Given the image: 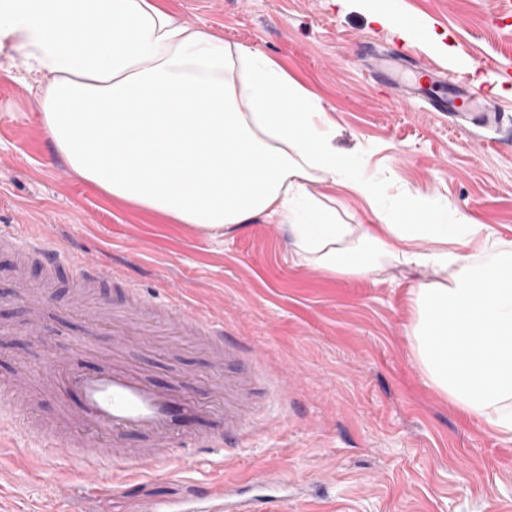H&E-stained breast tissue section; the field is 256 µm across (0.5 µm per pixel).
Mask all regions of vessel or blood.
I'll list each match as a JSON object with an SVG mask.
<instances>
[{"mask_svg": "<svg viewBox=\"0 0 512 512\" xmlns=\"http://www.w3.org/2000/svg\"><path fill=\"white\" fill-rule=\"evenodd\" d=\"M440 81L437 69L423 65L414 71L410 85L393 83L396 94L416 93L428 97L432 112H450L477 127L497 125V111L482 109V89L449 84L447 95L431 99ZM17 249L23 259L38 260L45 272L65 263H75L83 283L120 282L114 267L88 256L72 258L64 248L41 237L18 238L0 231V247ZM129 311L150 308L172 318L185 330L200 336L208 347L224 352L225 363L246 364L251 356L241 343L229 340L219 321L204 317L179 297L145 299L137 290L128 293ZM40 368L50 388L65 398L76 399L70 420L74 434L63 437L53 428L30 419L18 409L14 394L18 380L0 386V406L11 408L14 421L26 438L50 455L66 456L78 470L97 476L102 466L130 469H163L181 455L203 449L241 446L258 428L254 390L255 372L234 376L224 384V409L192 398L177 381L161 384L152 377L122 365L87 371L78 365L46 355ZM288 500V485L271 475L256 476L241 487H214L197 501L179 505L174 512H261Z\"/></svg>", "mask_w": 512, "mask_h": 512, "instance_id": "1", "label": "vessel or blood"}]
</instances>
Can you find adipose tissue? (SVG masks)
Listing matches in <instances>:
<instances>
[{"instance_id": "1", "label": "adipose tissue", "mask_w": 512, "mask_h": 512, "mask_svg": "<svg viewBox=\"0 0 512 512\" xmlns=\"http://www.w3.org/2000/svg\"><path fill=\"white\" fill-rule=\"evenodd\" d=\"M7 43L47 77L36 101L56 152L108 197L205 230L276 221L333 277L437 271L408 292L415 364L464 417L512 441V240L430 197L380 206L317 97L157 0H0ZM320 174L363 198L374 223H344L313 196Z\"/></svg>"}]
</instances>
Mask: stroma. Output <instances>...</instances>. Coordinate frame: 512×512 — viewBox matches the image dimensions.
Instances as JSON below:
<instances>
[{"label": "stroma", "mask_w": 512, "mask_h": 512, "mask_svg": "<svg viewBox=\"0 0 512 512\" xmlns=\"http://www.w3.org/2000/svg\"><path fill=\"white\" fill-rule=\"evenodd\" d=\"M179 21L273 60L317 96L352 156L383 197H432L512 240V0H397L400 12L446 35L445 58L423 39L410 59L495 94V129L469 132L422 102L373 84L363 45L386 47L395 31L335 0H161ZM41 75L16 49L0 48V228L54 226L68 250L115 263L146 298L179 290L223 319L288 380L278 410L258 385L264 422L249 447L176 459L164 473L76 475L59 458L0 426V512H151L222 483L246 484L270 469L300 486L287 512H512V442L464 418L414 363L406 334L408 288L418 273L382 281L334 278L302 263L288 231L260 221L223 234L113 201L55 153L36 108ZM74 268L47 293L48 336L24 329L16 258L0 252V381L38 369L45 351L88 365L120 354L155 380L183 382L197 398L223 385L224 363L174 322L144 313L115 343L126 296L106 286L76 312Z\"/></svg>", "instance_id": "obj_1"}]
</instances>
